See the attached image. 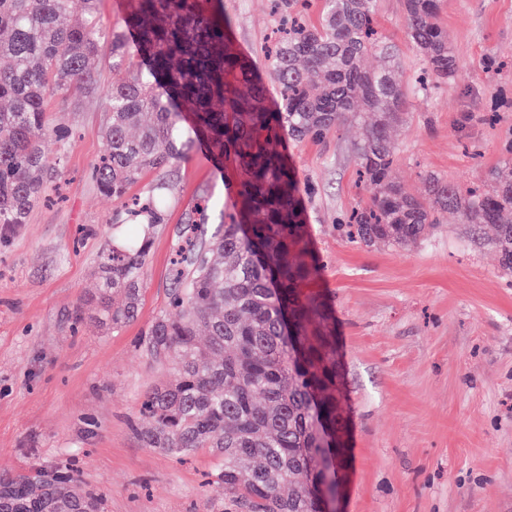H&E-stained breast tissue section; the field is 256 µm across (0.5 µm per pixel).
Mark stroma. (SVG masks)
Masks as SVG:
<instances>
[{
    "instance_id": "obj_1",
    "label": "stroma",
    "mask_w": 512,
    "mask_h": 512,
    "mask_svg": "<svg viewBox=\"0 0 512 512\" xmlns=\"http://www.w3.org/2000/svg\"><path fill=\"white\" fill-rule=\"evenodd\" d=\"M232 40L265 65L279 18L271 0H223ZM379 33L398 51L410 92L394 175L423 194L434 174L461 192L485 188L512 157V0H440L439 25L458 69L424 93L425 65L409 42L403 0H377ZM72 131L65 166L48 174L26 223L0 224V474L73 470L102 494L104 512H216L208 486L220 461L201 450L179 462L144 447L145 393L169 381L143 340L172 314L170 260L203 197L228 198L234 169L193 147L153 236L137 319L93 320L100 255L114 204L90 176L106 150L99 93L54 98ZM359 122L292 143L310 247L323 259L314 288L336 311L350 408L341 512H512V274L458 215L407 248L350 242L338 224L368 198L357 183ZM84 309L77 319L76 309Z\"/></svg>"
}]
</instances>
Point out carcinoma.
<instances>
[{"mask_svg":"<svg viewBox=\"0 0 512 512\" xmlns=\"http://www.w3.org/2000/svg\"><path fill=\"white\" fill-rule=\"evenodd\" d=\"M96 2L83 0L75 17L72 0H0V59H9L0 67V224L26 223L45 193V171L63 168L71 132L50 118L49 102L93 84L91 62L109 43L112 69L124 75L104 89L107 149L93 174L121 205L101 252L97 323L121 327L138 314L150 235L174 191L167 169L201 142L241 171L230 201L199 206L223 218L209 246L194 224L177 245V314L157 318L145 340L151 358L175 365V378L145 394L151 427L140 439L179 460L204 449L218 456L220 512H321L314 484L336 493L347 464V400L335 313L308 291L321 259L306 240L289 143L320 139L358 117L356 162L369 197L350 215L347 238L368 247L418 244L456 211L507 273L512 162L488 171L487 189L470 196L430 175L421 198L393 178L407 92L394 76L392 46L378 35L375 0H325L320 24L292 23L269 62L282 92L276 110L256 62L232 41L221 0H134L120 30L100 25ZM404 10L427 83L448 82L457 59L436 23L439 0H404ZM372 54L387 63L365 68ZM184 112L192 117L186 129ZM45 138L59 146L51 163ZM147 172L159 174L155 194L124 201ZM0 512L104 508L73 471L36 469L0 476Z\"/></svg>","mask_w":512,"mask_h":512,"instance_id":"1","label":"carcinoma"}]
</instances>
